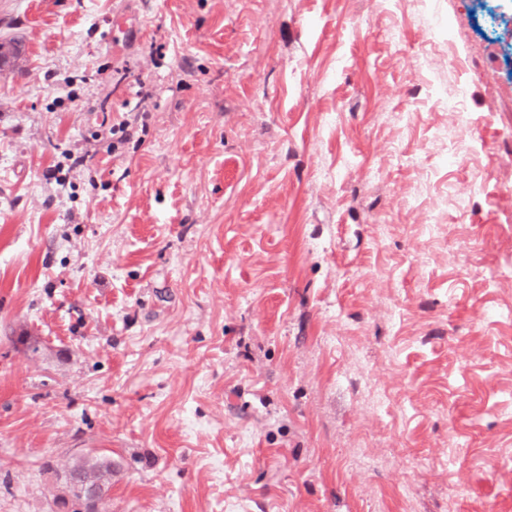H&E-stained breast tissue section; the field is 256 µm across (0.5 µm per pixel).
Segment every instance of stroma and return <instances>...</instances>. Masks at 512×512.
Instances as JSON below:
<instances>
[{"label":"stroma","instance_id":"stroma-1","mask_svg":"<svg viewBox=\"0 0 512 512\" xmlns=\"http://www.w3.org/2000/svg\"><path fill=\"white\" fill-rule=\"evenodd\" d=\"M1 42L0 512L88 453L107 512H512V0H0Z\"/></svg>","mask_w":512,"mask_h":512}]
</instances>
